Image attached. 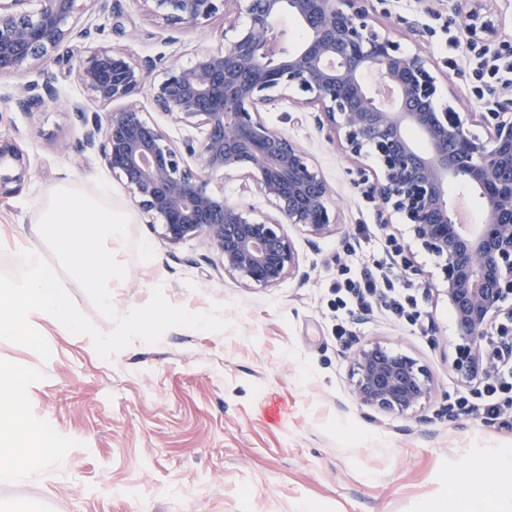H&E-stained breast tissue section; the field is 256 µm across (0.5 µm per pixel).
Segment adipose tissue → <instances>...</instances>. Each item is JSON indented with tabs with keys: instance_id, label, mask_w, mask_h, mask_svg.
<instances>
[{
	"instance_id": "ef3b65f1",
	"label": "adipose tissue",
	"mask_w": 512,
	"mask_h": 512,
	"mask_svg": "<svg viewBox=\"0 0 512 512\" xmlns=\"http://www.w3.org/2000/svg\"><path fill=\"white\" fill-rule=\"evenodd\" d=\"M33 369L0 371V482L13 481L21 472L35 471L43 465L47 451L25 447L27 429L19 419L14 403L33 376Z\"/></svg>"
}]
</instances>
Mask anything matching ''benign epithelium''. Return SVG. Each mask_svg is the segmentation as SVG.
<instances>
[{
	"mask_svg": "<svg viewBox=\"0 0 512 512\" xmlns=\"http://www.w3.org/2000/svg\"><path fill=\"white\" fill-rule=\"evenodd\" d=\"M109 0H0V77L55 61L64 46L92 43L99 30L77 25ZM149 15L197 29L217 16L229 20L217 46L195 53L188 65L171 64L160 78L125 49L87 47L73 73L103 111L75 105L80 128L58 149L79 162L97 161L124 181L135 207L162 237L178 245L198 235L228 274L245 288H272L299 271L298 254L284 226L299 225L313 238L338 229L332 189L307 152L268 126L261 112L289 98L315 108L317 128L350 159L368 154L377 169L358 171L354 185L376 201L377 222L397 216L413 240L440 258L443 294L457 328L454 369L468 383L490 379L495 364L512 356V98L497 97L483 112L438 105V78L430 57L407 51L376 30L370 0H137ZM491 0H456L468 42L487 47L499 35ZM247 17L239 25L240 14ZM297 18L307 40L280 41L275 23ZM389 87L379 102L366 75ZM148 90L169 123L196 131L177 146L146 119L136 96ZM57 99L17 89L15 104L30 114ZM119 107H114V104ZM486 131L481 139L471 126ZM427 144L418 149L408 136ZM30 161L17 137L0 133V202L16 196L30 177ZM237 174L242 190L261 194L273 214L258 216L213 189L217 177ZM480 191L485 219L474 231L460 223L448 181ZM353 394L384 412L421 408L431 397L426 368L378 342L350 355Z\"/></svg>",
	"mask_w": 512,
	"mask_h": 512,
	"instance_id": "7a95c632",
	"label": "benign epithelium"
}]
</instances>
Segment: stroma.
Instances as JSON below:
<instances>
[{
  "instance_id": "35a3bbf8",
  "label": "stroma",
  "mask_w": 512,
  "mask_h": 512,
  "mask_svg": "<svg viewBox=\"0 0 512 512\" xmlns=\"http://www.w3.org/2000/svg\"><path fill=\"white\" fill-rule=\"evenodd\" d=\"M111 5L109 13H85L80 25L101 27L104 45L158 72L216 45L224 28L217 18L181 32L146 16L137 0ZM372 6L379 30L435 62L441 91L458 96L457 111H483L492 90L512 95L511 81L477 71L479 57L512 55V0H496L502 28L487 50L468 45L454 0ZM68 68L54 62L0 78V132L19 133L31 163L21 193L0 202V271L19 270L20 242L49 190L71 181L91 193L100 178L113 207L129 216L131 239L155 250L143 262L113 242L128 268L112 284L116 310L145 305L159 286L169 303L193 313L226 304L231 325L220 333L173 328L159 343L137 340L108 359L90 337L45 319L37 329L49 360L0 340V368L35 370L19 409L31 446L50 448L41 471L0 483V512H448L449 485L472 461L482 464L484 486L504 481L498 464L512 459V413L486 424L458 411L463 400L482 404L486 385L461 383L452 367L457 338L437 257L401 220L378 224L374 202L353 185L357 167H373V158L347 160L312 118H298L291 100L263 112L323 173L340 231L315 239L287 225L304 278L245 288L225 274L205 237L169 245L159 225L142 222L123 183L57 151L76 135L70 103L87 100ZM48 80L59 92L56 105L32 116L14 106L16 85ZM367 270L412 297L407 315L337 309L336 284ZM371 342L427 369L432 396L424 408L395 414L356 399L349 354Z\"/></svg>"
}]
</instances>
